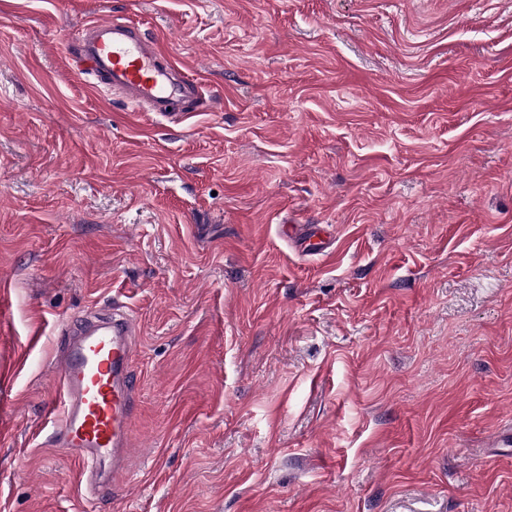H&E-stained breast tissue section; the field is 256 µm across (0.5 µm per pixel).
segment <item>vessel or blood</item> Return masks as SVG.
Segmentation results:
<instances>
[{
  "instance_id": "vessel-or-blood-1",
  "label": "vessel or blood",
  "mask_w": 512,
  "mask_h": 512,
  "mask_svg": "<svg viewBox=\"0 0 512 512\" xmlns=\"http://www.w3.org/2000/svg\"><path fill=\"white\" fill-rule=\"evenodd\" d=\"M69 63L75 75L169 120L203 103L200 84L129 22L90 24ZM135 334L126 312L92 310L68 321L60 336L54 371L60 413L53 441L67 449L80 484L92 494L116 487L136 447Z\"/></svg>"
}]
</instances>
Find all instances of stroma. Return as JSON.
I'll list each match as a JSON object with an SVG mask.
<instances>
[{
	"instance_id": "obj_1",
	"label": "stroma",
	"mask_w": 512,
	"mask_h": 512,
	"mask_svg": "<svg viewBox=\"0 0 512 512\" xmlns=\"http://www.w3.org/2000/svg\"><path fill=\"white\" fill-rule=\"evenodd\" d=\"M108 17L208 110L76 78ZM114 304L138 449L90 497L50 372ZM511 430L512 0H0V512H512Z\"/></svg>"
}]
</instances>
